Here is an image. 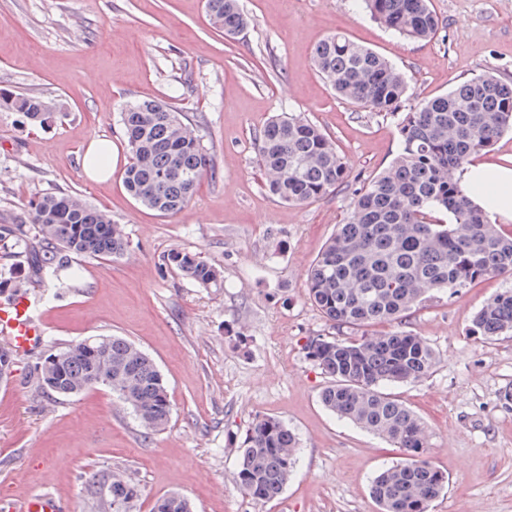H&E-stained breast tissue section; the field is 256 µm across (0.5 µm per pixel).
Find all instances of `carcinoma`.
<instances>
[{
  "label": "carcinoma",
  "instance_id": "cac0c4a2",
  "mask_svg": "<svg viewBox=\"0 0 512 512\" xmlns=\"http://www.w3.org/2000/svg\"><path fill=\"white\" fill-rule=\"evenodd\" d=\"M370 18L412 40L436 34L430 0H358ZM212 24L231 36L249 20L238 0H206ZM316 66L336 93L374 112H391L403 101L405 75L373 50L342 34L320 41ZM47 101L0 91V111L26 122L51 118ZM131 162L124 185L141 205L162 215L181 210L199 181L215 171L200 139L184 131L179 112L154 101L121 108ZM512 131V84L487 72L422 102L399 123V152L360 189L348 220L337 225L307 273V294L337 327L393 322L437 295L452 294L484 279L512 277V234L502 232L470 200L464 171L473 155ZM257 151L269 191L293 206L307 205L347 183L349 165L317 125L299 116H278L264 127ZM42 253L30 249L32 272L56 273L59 255L118 258L127 251L122 228L105 212L69 195H44L29 203ZM444 213L448 222L435 217ZM167 265L203 288H221L222 271L200 253L173 250ZM512 333V288L490 297L475 314L470 334L492 340ZM306 358L329 379L320 401L339 418L386 439L403 459L381 471L370 492L380 512H428L444 492L446 476L428 459L427 428L382 386L419 380L436 366L421 336L396 331L353 339L315 336ZM38 385L61 397L109 388L127 404L140 426L166 429L170 404L154 361L119 336H90L46 355L35 366ZM298 442L279 419L259 417L240 448L236 483L256 500L278 497L296 465ZM112 512H132L135 483L111 476ZM153 512H193L177 492L157 500Z\"/></svg>",
  "mask_w": 512,
  "mask_h": 512
}]
</instances>
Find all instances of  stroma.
<instances>
[{
  "instance_id": "1",
  "label": "stroma",
  "mask_w": 512,
  "mask_h": 512,
  "mask_svg": "<svg viewBox=\"0 0 512 512\" xmlns=\"http://www.w3.org/2000/svg\"><path fill=\"white\" fill-rule=\"evenodd\" d=\"M204 2L0 0V89L56 106L43 126L0 112V224L29 230L30 201L62 192L104 210L128 241L119 258L69 256L53 277L33 275L25 257H0V300L30 292L47 327L39 351L0 383V488L112 512L105 486L118 474L139 486L133 512L174 491L193 512H378L370 483L402 453L321 405L327 379L304 346L353 331L309 301L307 272L356 190L398 153L405 112L487 71L512 82V0H431L440 26L428 40L398 37L354 0H239L252 23L229 38ZM337 32L406 74L399 110L362 108L322 78L313 51ZM144 99L184 112L214 158V174L174 214L141 206L123 184L120 111ZM289 112L323 129L349 163L347 187L301 207L269 192L257 155L266 123ZM94 137L112 144L106 182L81 167ZM175 249L201 252L223 287L167 266ZM511 285L487 279L393 324L438 357L427 376L391 389L422 417L430 459L448 478L429 512H512V335L469 333L475 312ZM99 335L125 337L154 360L170 401L164 431L145 434L108 388L62 398L39 387L40 356ZM260 416L298 439L294 473L269 502L235 482L239 448Z\"/></svg>"
}]
</instances>
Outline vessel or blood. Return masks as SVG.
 Masks as SVG:
<instances>
[{
  "label": "vessel or blood",
  "instance_id": "vessel-or-blood-1",
  "mask_svg": "<svg viewBox=\"0 0 512 512\" xmlns=\"http://www.w3.org/2000/svg\"><path fill=\"white\" fill-rule=\"evenodd\" d=\"M30 307L28 295L21 292L8 301L0 302V337L8 340L10 349L20 359L40 347L45 340V329L31 315ZM8 512H67V506L47 492L12 504Z\"/></svg>",
  "mask_w": 512,
  "mask_h": 512
}]
</instances>
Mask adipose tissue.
Masks as SVG:
<instances>
[{"label":"adipose tissue","mask_w":512,"mask_h":512,"mask_svg":"<svg viewBox=\"0 0 512 512\" xmlns=\"http://www.w3.org/2000/svg\"><path fill=\"white\" fill-rule=\"evenodd\" d=\"M464 182L485 213L496 220L512 221V166L473 162L467 167Z\"/></svg>","instance_id":"adipose-tissue-1"}]
</instances>
